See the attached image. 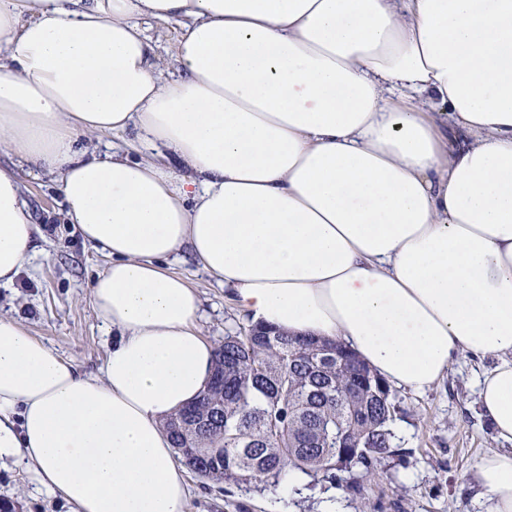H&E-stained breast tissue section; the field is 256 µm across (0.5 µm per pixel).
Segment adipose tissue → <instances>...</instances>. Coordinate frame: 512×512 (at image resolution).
<instances>
[{"label": "adipose tissue", "mask_w": 512, "mask_h": 512, "mask_svg": "<svg viewBox=\"0 0 512 512\" xmlns=\"http://www.w3.org/2000/svg\"><path fill=\"white\" fill-rule=\"evenodd\" d=\"M153 21L178 28L173 75ZM130 129L135 158L79 143ZM1 153L56 180L110 259L101 375L0 315V459L36 489L184 512L163 423L214 362L166 268L186 250L252 321L338 339L388 383L494 359L479 403L507 447L473 475L512 512V0H0ZM37 232L0 167V286Z\"/></svg>", "instance_id": "ef3b65f1"}]
</instances>
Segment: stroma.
<instances>
[{
    "instance_id": "obj_1",
    "label": "stroma",
    "mask_w": 512,
    "mask_h": 512,
    "mask_svg": "<svg viewBox=\"0 0 512 512\" xmlns=\"http://www.w3.org/2000/svg\"><path fill=\"white\" fill-rule=\"evenodd\" d=\"M0 164L19 176L28 209L41 233L35 258L15 282L0 287V314L23 323L88 375H98L112 344L90 305V286L107 264L106 257L84 244L65 219V206L51 177L15 158L0 155ZM202 301L199 327L205 339L219 343L227 332L245 326L248 314L230 299L189 253L170 263ZM492 359L463 355L432 388L415 392L393 387L400 407L393 424L398 454L385 458L373 476L360 478L359 492L324 481L296 490L292 512H322L336 499L340 512H474L478 490L468 481L475 462L501 450L478 404V380ZM186 512H276L274 484L217 483L189 475ZM13 512H68L62 503L31 494L25 474L0 463V503Z\"/></svg>"
}]
</instances>
